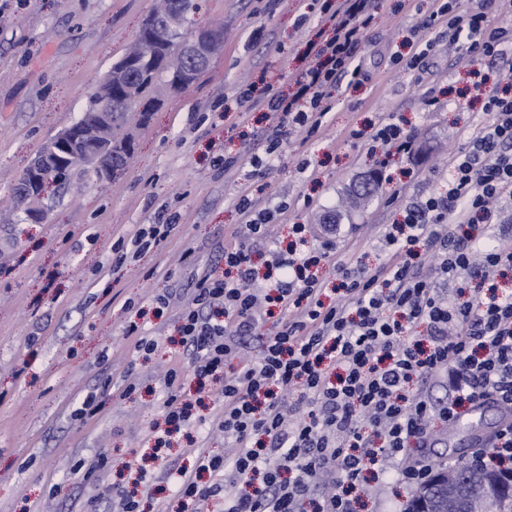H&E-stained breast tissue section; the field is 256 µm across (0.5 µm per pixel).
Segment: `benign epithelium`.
Here are the masks:
<instances>
[{
	"label": "benign epithelium",
	"mask_w": 512,
	"mask_h": 512,
	"mask_svg": "<svg viewBox=\"0 0 512 512\" xmlns=\"http://www.w3.org/2000/svg\"><path fill=\"white\" fill-rule=\"evenodd\" d=\"M183 13L178 4H172L167 11L157 15L151 25L150 43L140 47L148 54L151 48L166 43L179 31ZM224 43V27L208 25L197 29L193 35L182 40L181 53L186 61L181 81L174 88L179 91L191 85L200 70L208 65L216 50ZM109 115L106 112H87L81 120L65 128L49 151L41 154L23 173L20 182L25 183L53 167L74 159L94 162L98 179L106 180L121 165L119 158L112 156V145L102 141ZM27 216L32 221L42 219V196L29 191L25 200Z\"/></svg>",
	"instance_id": "benign-epithelium-1"
}]
</instances>
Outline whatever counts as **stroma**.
I'll list each match as a JSON object with an SVG mask.
<instances>
[{
  "mask_svg": "<svg viewBox=\"0 0 512 512\" xmlns=\"http://www.w3.org/2000/svg\"><path fill=\"white\" fill-rule=\"evenodd\" d=\"M195 2L187 31L223 25L221 51L192 85L155 104L127 168L103 181L75 171L68 186L48 193L37 223L14 210V185L41 146L81 116L93 84L125 53L155 0H29L0 19V512H117L136 466L147 471L143 512L162 500L176 512L179 470L193 466L196 449L223 452L224 436L202 425L151 458L164 374L180 369L185 391L195 388L168 339L194 278L235 241L241 218L234 199L263 186L273 205L310 195L313 206L289 212L286 224L272 226V238H283L287 224L332 216L344 237L368 243L338 249V258L373 263L377 227L394 219L386 197L432 192L478 118L458 96L463 50H449L443 39L426 69L390 61L428 18L432 0H380L362 43L369 80L339 89L322 135L308 141L287 131L274 163L219 174L215 157L244 147L265 155L271 131L255 102L266 89L288 90V74L301 67L302 46L320 25L298 26L302 0ZM433 95L438 104L427 106ZM390 114L416 132L417 150L393 158V182L364 208L344 209L342 200L374 169L370 146L350 132ZM303 154L311 173L298 169ZM164 206L179 216L167 244L113 269V243ZM111 281L120 299L108 290ZM160 294L170 304L157 316ZM126 299L145 310V329L159 344L149 359L124 334ZM22 364L26 374L15 377ZM131 381L137 390L129 394ZM91 395L104 407L85 421L76 411ZM102 454L104 468L82 480L80 470Z\"/></svg>",
  "mask_w": 512,
  "mask_h": 512,
  "instance_id": "obj_1",
  "label": "stroma"
}]
</instances>
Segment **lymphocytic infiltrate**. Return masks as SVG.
Instances as JSON below:
<instances>
[{"instance_id": "f902f5d3", "label": "lymphocytic infiltrate", "mask_w": 512, "mask_h": 512, "mask_svg": "<svg viewBox=\"0 0 512 512\" xmlns=\"http://www.w3.org/2000/svg\"><path fill=\"white\" fill-rule=\"evenodd\" d=\"M425 28L463 47L474 64L473 97L486 118L471 125L467 147L448 159L450 174L424 198L391 194L396 223L379 239L384 256L348 266L336 257L341 227L324 225L321 252H312L309 225L293 224L288 249L270 248L264 275L252 263L250 241L312 198L266 206L242 194L243 241L227 246L223 271L197 279L177 317V343L198 385H219L210 424L235 449L233 456L201 451L195 473L180 472L177 496L203 512L209 500L224 512H355L354 492L367 482L397 478L416 491L431 473L427 437L432 420L452 424L483 400L512 410V293L497 278L512 270V247L498 243L500 201L512 196V84L488 88L485 60L512 50V0H482L459 9L434 0ZM379 0H321L306 4L299 25L319 12L329 30L307 47L309 63L288 93L264 96L276 130L291 127L318 137L342 81L364 79L361 44ZM508 17L492 25L488 12ZM386 146L373 172L383 182L390 154H412L414 136L390 119L372 133ZM173 224H143L130 241L112 246L114 266L135 251L164 245ZM475 276L479 288L442 297L439 281ZM336 298L325 302L327 291ZM261 334L256 360H236L229 339ZM441 380L433 398L427 381ZM161 417L168 431L188 428L194 405L177 371L164 380ZM212 483H200L201 473Z\"/></svg>"}]
</instances>
